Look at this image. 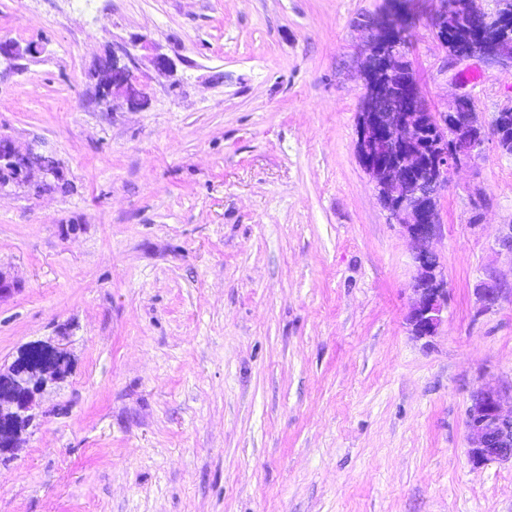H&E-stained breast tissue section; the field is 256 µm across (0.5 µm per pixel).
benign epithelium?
Returning <instances> with one entry per match:
<instances>
[{"instance_id": "benign-epithelium-1", "label": "benign epithelium", "mask_w": 512, "mask_h": 512, "mask_svg": "<svg viewBox=\"0 0 512 512\" xmlns=\"http://www.w3.org/2000/svg\"><path fill=\"white\" fill-rule=\"evenodd\" d=\"M433 21L434 34L448 27V17L466 4L465 15L482 30L500 27V19L512 14V0H492L490 9L482 0H440ZM372 30L365 46V96L357 120V152L375 185L390 219L402 226L415 243L413 261L417 276L415 300L407 317L413 335L431 337L443 322L448 309V282L432 248L439 226L437 200L447 186L448 173L478 157L488 140L501 145L512 141V106L496 113L489 127L477 119L475 102L466 87L459 86L445 111L434 113L420 107L423 98L419 83L408 68L407 18L392 9L384 18H369ZM452 65L467 61L494 62L512 68V39L489 40L482 36L465 47L452 48L441 41ZM43 48L13 40L0 41V60L14 67L25 57H37ZM151 54L156 72L171 74L175 64L155 46L134 41L119 45L108 55L109 71L97 87L100 107L117 112L150 97L149 78L139 69V52ZM16 170L15 183H31L34 173L58 175L41 143L25 148L10 139H0V163ZM501 288L492 280L480 293L482 310L493 308ZM44 358L31 364L16 359L0 371V457L14 455L22 433L33 423L35 400L49 386L63 381L68 363L66 349L59 343L41 344ZM508 395L493 386H483L471 397L466 410L469 460L475 467L491 461L512 462V410L505 409Z\"/></svg>"}]
</instances>
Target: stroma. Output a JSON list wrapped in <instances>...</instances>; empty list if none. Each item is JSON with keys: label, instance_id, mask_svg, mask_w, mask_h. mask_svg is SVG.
<instances>
[{"label": "stroma", "instance_id": "obj_1", "mask_svg": "<svg viewBox=\"0 0 512 512\" xmlns=\"http://www.w3.org/2000/svg\"><path fill=\"white\" fill-rule=\"evenodd\" d=\"M408 0L430 111L465 74L482 122L512 69L449 66ZM389 0H0V136L64 172L0 190V368L63 343L0 512H512V464L474 467L465 413L512 387V155L453 171L433 247L437 334L414 336V246L360 164L370 37ZM139 40L175 62L145 109L95 104L94 68ZM496 279L503 296L482 310ZM43 51V48L35 42H30L22 47L20 43L13 40L0 41V60L7 63L9 68L15 66V62L25 56L37 57Z\"/></svg>", "mask_w": 512, "mask_h": 512}]
</instances>
